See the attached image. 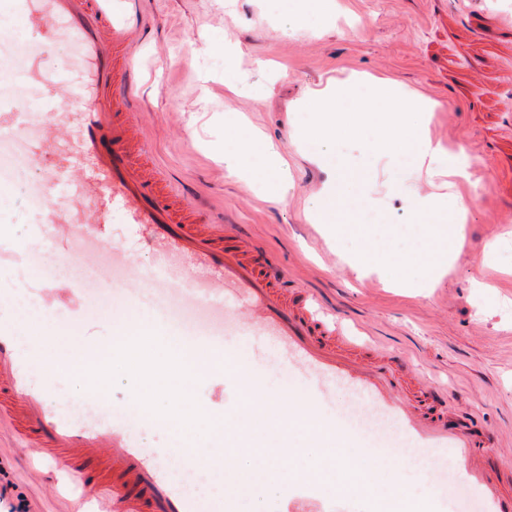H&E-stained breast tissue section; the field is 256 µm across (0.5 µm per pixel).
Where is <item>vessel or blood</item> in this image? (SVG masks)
<instances>
[{
	"label": "vessel or blood",
	"instance_id": "vessel-or-blood-1",
	"mask_svg": "<svg viewBox=\"0 0 512 512\" xmlns=\"http://www.w3.org/2000/svg\"><path fill=\"white\" fill-rule=\"evenodd\" d=\"M15 11L43 40L68 35L81 50L84 79L79 90L66 82L48 83L38 108L14 102L0 106V134L27 135V150L44 169L51 192L61 197L35 228L36 239L65 263L94 265L107 258L113 274L130 263L125 251L111 243L106 229L109 210L103 195L121 205L136 224L145 249L162 261L151 287H166L177 259L188 260L196 288L189 297L198 314V333L220 336L233 328L268 336L279 345L289 368L337 379L363 391L366 406L388 418L418 451L433 460L454 452L459 466L454 479L476 506V512H512V493L502 474L491 472L480 442L448 428L402 402L385 377L351 358L337 354L329 341L343 337L340 323L314 318L305 305L288 300L266 275L268 258L223 225L201 219L180 197L166 192L153 171L139 163L147 143L134 115L132 56L141 36L131 18H110L100 0H14ZM77 122L81 136L67 139ZM78 156L63 164L60 149ZM56 312L79 311L83 289L46 284L41 290ZM16 331L0 320V419L28 436L35 452L63 462L75 477L97 448L110 450V463L100 492L102 512H203L202 502L186 496L170 480L166 468L141 448L127 418L94 423L61 419L47 404L48 388L28 382L27 368L16 346ZM285 512H336L311 484L286 488ZM370 512H439L438 499L395 507L373 500Z\"/></svg>",
	"mask_w": 512,
	"mask_h": 512
}]
</instances>
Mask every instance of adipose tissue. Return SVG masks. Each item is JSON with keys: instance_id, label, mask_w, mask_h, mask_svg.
Segmentation results:
<instances>
[{"instance_id": "obj_1", "label": "adipose tissue", "mask_w": 512, "mask_h": 512, "mask_svg": "<svg viewBox=\"0 0 512 512\" xmlns=\"http://www.w3.org/2000/svg\"><path fill=\"white\" fill-rule=\"evenodd\" d=\"M224 156L233 161L240 180L262 185L271 201H284L288 193L287 160L278 146L234 111L224 114Z\"/></svg>"}]
</instances>
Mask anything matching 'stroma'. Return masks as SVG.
Listing matches in <instances>:
<instances>
[{
  "label": "stroma",
  "mask_w": 512,
  "mask_h": 512,
  "mask_svg": "<svg viewBox=\"0 0 512 512\" xmlns=\"http://www.w3.org/2000/svg\"><path fill=\"white\" fill-rule=\"evenodd\" d=\"M512 0H329L309 18L276 0H138L142 43L133 56L139 120L156 162L183 188L199 214L241 225L282 288L316 298L345 317L354 356L379 368L400 394L416 398L394 362L440 391L450 427L484 437L496 470L512 473ZM233 45L239 96L224 85V59L209 42ZM365 72L438 101L433 140L463 148L474 164L465 187L464 248L438 284L390 286L385 276L357 277L340 261L349 242H331L307 215L324 173L291 139L294 105L328 80ZM242 112L288 157V195L267 199L224 162V112ZM108 233L127 252V284L156 267L136 226L112 209ZM273 383L290 380L270 341L228 332ZM27 512H86L93 496L32 452L0 423V492Z\"/></svg>",
  "instance_id": "35a3bbf8"
}]
</instances>
